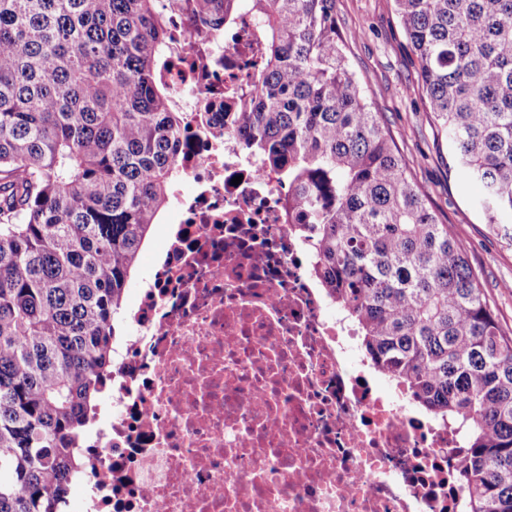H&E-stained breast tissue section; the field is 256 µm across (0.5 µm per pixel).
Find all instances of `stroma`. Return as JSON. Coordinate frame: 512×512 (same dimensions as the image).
I'll return each mask as SVG.
<instances>
[{
    "label": "stroma",
    "instance_id": "stroma-1",
    "mask_svg": "<svg viewBox=\"0 0 512 512\" xmlns=\"http://www.w3.org/2000/svg\"><path fill=\"white\" fill-rule=\"evenodd\" d=\"M336 14L362 90L381 113L429 206L440 222L452 226L501 327L511 334L512 216L486 223L474 203L477 187L464 183L452 166L448 140L416 91L419 63L398 24L393 0H336ZM174 212V203H167L152 225L126 300H133L149 280L162 226Z\"/></svg>",
    "mask_w": 512,
    "mask_h": 512
}]
</instances>
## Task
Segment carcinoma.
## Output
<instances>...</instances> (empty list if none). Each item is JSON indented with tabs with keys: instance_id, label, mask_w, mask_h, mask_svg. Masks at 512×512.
Returning <instances> with one entry per match:
<instances>
[{
	"instance_id": "obj_1",
	"label": "carcinoma",
	"mask_w": 512,
	"mask_h": 512,
	"mask_svg": "<svg viewBox=\"0 0 512 512\" xmlns=\"http://www.w3.org/2000/svg\"><path fill=\"white\" fill-rule=\"evenodd\" d=\"M261 27L224 134L298 194L291 226L365 356L463 431L464 512H512V336L352 70L336 0H0V512H64L116 315L177 180L164 12ZM417 93L495 224L512 214V0H394Z\"/></svg>"
}]
</instances>
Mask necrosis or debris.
Wrapping results in <instances>:
<instances>
[{"mask_svg": "<svg viewBox=\"0 0 512 512\" xmlns=\"http://www.w3.org/2000/svg\"><path fill=\"white\" fill-rule=\"evenodd\" d=\"M255 17L164 75L186 112L224 125L252 82ZM178 223L112 363V416L82 450L86 512H461L458 434L353 359L284 219L288 187L221 136L179 150Z\"/></svg>", "mask_w": 512, "mask_h": 512, "instance_id": "necrosis-or-debris-1", "label": "necrosis or debris"}]
</instances>
